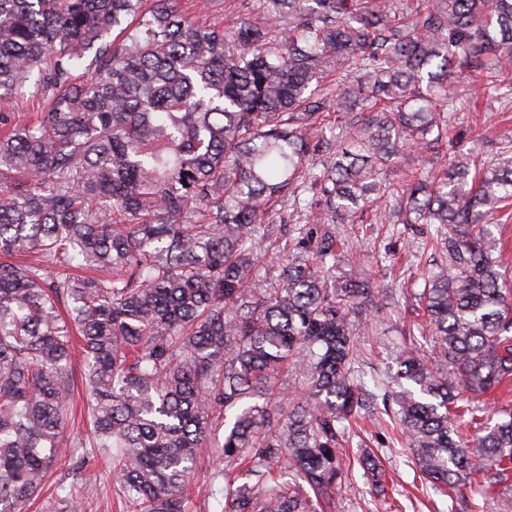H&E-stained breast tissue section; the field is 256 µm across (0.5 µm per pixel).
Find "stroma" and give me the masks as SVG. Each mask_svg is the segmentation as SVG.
<instances>
[{
	"label": "stroma",
	"mask_w": 512,
	"mask_h": 512,
	"mask_svg": "<svg viewBox=\"0 0 512 512\" xmlns=\"http://www.w3.org/2000/svg\"><path fill=\"white\" fill-rule=\"evenodd\" d=\"M187 3L189 13L196 21H216L227 27L238 25L260 5L259 0H228L225 10L216 12L205 5L204 0H187ZM508 142L512 143V111H500L494 102L480 106L475 112L465 109L458 112L448 140L443 143L434 164L443 166L454 153L480 152L492 159ZM419 241V228L415 225H397L392 234L382 227H375L360 242L363 266L371 270L375 265H382L388 285L403 284L409 276L406 261ZM416 318L411 301L372 294L367 321L358 336L365 355L366 381L396 372L394 351L403 341L401 331ZM349 435L352 443L362 442L380 449L386 478L396 488V503L391 506L371 496L367 477L354 463L349 468L350 488L338 495L336 512H465L464 501L470 496L469 490H461L451 499L423 485L409 462L408 449L394 438L386 423L368 420L350 430ZM60 482L71 487L74 497L91 502L93 512H119L113 504L111 485L85 486L82 476L73 474L65 465L49 471L44 491L27 506L26 512H49L53 505L52 491Z\"/></svg>",
	"instance_id": "1"
}]
</instances>
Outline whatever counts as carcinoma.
Masks as SVG:
<instances>
[{
	"label": "carcinoma",
	"instance_id": "1",
	"mask_svg": "<svg viewBox=\"0 0 512 512\" xmlns=\"http://www.w3.org/2000/svg\"><path fill=\"white\" fill-rule=\"evenodd\" d=\"M460 80L512 108V0H260L234 30L181 0H0V512L103 454L126 512H189L206 452L222 512H336L347 429L381 404L419 479L485 512L512 480V413L472 402L512 383L490 230L512 156L385 178L448 141ZM24 98L48 111L17 122ZM368 208L440 257L401 289L424 321L379 394L336 231ZM356 461L388 497L379 457Z\"/></svg>",
	"mask_w": 512,
	"mask_h": 512
}]
</instances>
